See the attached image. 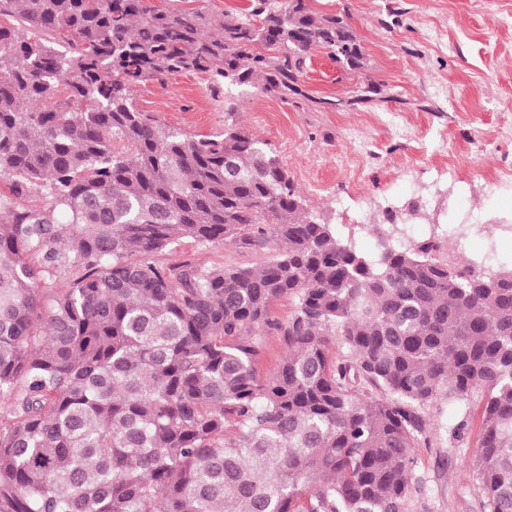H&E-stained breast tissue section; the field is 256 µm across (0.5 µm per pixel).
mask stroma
I'll list each match as a JSON object with an SVG mask.
<instances>
[{
    "label": "stroma",
    "instance_id": "obj_1",
    "mask_svg": "<svg viewBox=\"0 0 512 512\" xmlns=\"http://www.w3.org/2000/svg\"><path fill=\"white\" fill-rule=\"evenodd\" d=\"M319 14L343 17L360 39L366 67L344 70L312 51L295 105L248 87L226 89L200 72L177 73L139 88L136 107L190 136L236 127L278 156L304 208L360 252L377 247L376 225L398 246L434 242L464 265L496 243L486 269L512 257V0H309ZM382 93L358 102L361 85ZM346 108H320L319 98ZM236 112H228V104ZM371 215L360 223V213ZM261 244L221 240L153 253L173 266L264 267L279 254ZM486 394L424 409L407 512H484L475 469L479 413ZM465 423L463 438L452 431Z\"/></svg>",
    "mask_w": 512,
    "mask_h": 512
}]
</instances>
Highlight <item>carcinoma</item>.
Returning a JSON list of instances; mask_svg holds the SVG:
<instances>
[{"label":"carcinoma","mask_w":512,"mask_h":512,"mask_svg":"<svg viewBox=\"0 0 512 512\" xmlns=\"http://www.w3.org/2000/svg\"><path fill=\"white\" fill-rule=\"evenodd\" d=\"M248 2L0 0V512H405L422 411L481 388L484 506L512 512V269L397 249L380 226L365 255L305 211L266 142L135 107L174 73L287 103L311 100L312 50L364 68L343 18ZM34 190L41 206L19 203ZM247 228L281 245L258 270L148 260ZM66 268L81 274L58 288ZM285 295L291 318L271 319ZM266 328L288 355L261 380ZM149 3L164 6L170 10L201 9L205 13H231L242 16L248 7L246 0H151Z\"/></svg>","instance_id":"cac0c4a2"}]
</instances>
